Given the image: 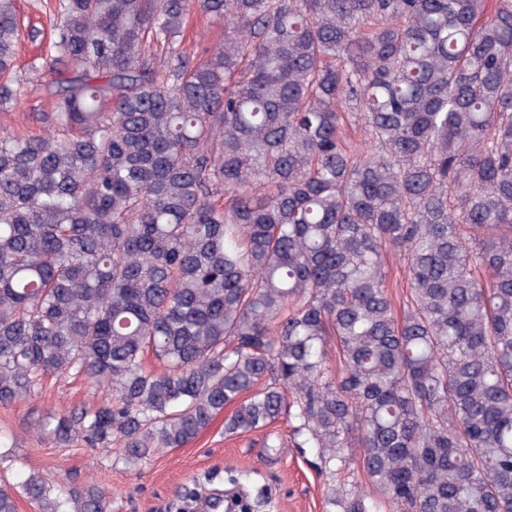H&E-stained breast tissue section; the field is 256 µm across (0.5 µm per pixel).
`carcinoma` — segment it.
I'll list each match as a JSON object with an SVG mask.
<instances>
[{
  "label": "carcinoma",
  "instance_id": "cac0c4a2",
  "mask_svg": "<svg viewBox=\"0 0 512 512\" xmlns=\"http://www.w3.org/2000/svg\"><path fill=\"white\" fill-rule=\"evenodd\" d=\"M44 9L48 133H0V404L80 374L105 401L39 433L131 467L228 406L226 434L286 417L327 467L359 449L339 512H512V0ZM21 35L0 0V110ZM220 31L208 16L195 13L192 22L182 33L181 39L188 50L200 55L204 47L210 46L213 40L219 37Z\"/></svg>",
  "mask_w": 512,
  "mask_h": 512
}]
</instances>
